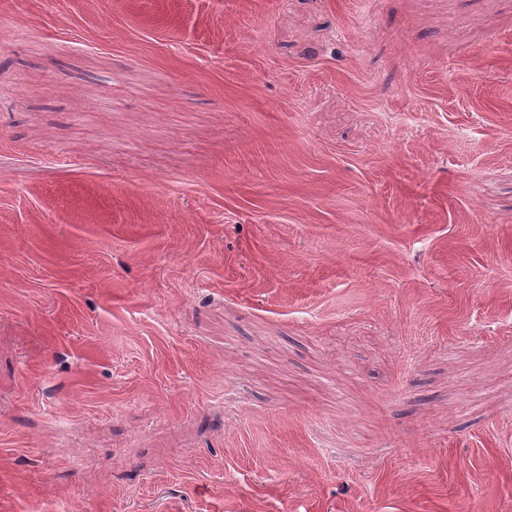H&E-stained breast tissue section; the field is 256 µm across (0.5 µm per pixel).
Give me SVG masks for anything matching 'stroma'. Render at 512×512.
I'll use <instances>...</instances> for the list:
<instances>
[{"label":"stroma","mask_w":512,"mask_h":512,"mask_svg":"<svg viewBox=\"0 0 512 512\" xmlns=\"http://www.w3.org/2000/svg\"><path fill=\"white\" fill-rule=\"evenodd\" d=\"M0 512H512V0H0Z\"/></svg>","instance_id":"35a3bbf8"}]
</instances>
